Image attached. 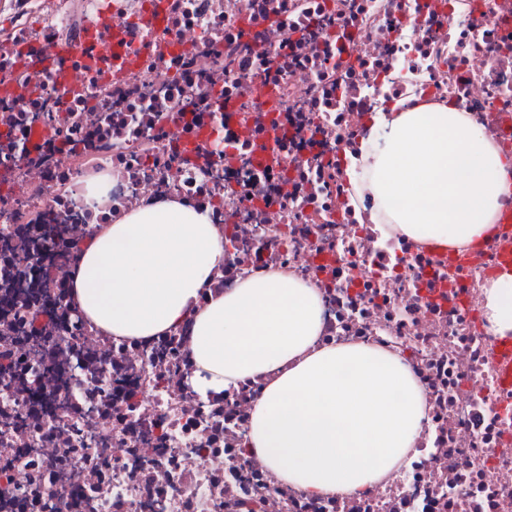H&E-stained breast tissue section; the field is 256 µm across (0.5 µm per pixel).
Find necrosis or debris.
<instances>
[{
    "instance_id": "necrosis-or-debris-1",
    "label": "necrosis or debris",
    "mask_w": 512,
    "mask_h": 512,
    "mask_svg": "<svg viewBox=\"0 0 512 512\" xmlns=\"http://www.w3.org/2000/svg\"><path fill=\"white\" fill-rule=\"evenodd\" d=\"M414 95L511 153L512 0H0V512H512L505 341L481 315L512 198L457 249L382 236L348 191L370 114ZM158 197L212 208L213 289L291 273L321 344L406 353L409 468L350 497L279 483L245 448L261 383L201 397L190 325L118 340L69 306L76 244Z\"/></svg>"
}]
</instances>
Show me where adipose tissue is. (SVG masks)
Segmentation results:
<instances>
[{"mask_svg":"<svg viewBox=\"0 0 512 512\" xmlns=\"http://www.w3.org/2000/svg\"><path fill=\"white\" fill-rule=\"evenodd\" d=\"M352 159V194L370 190L386 235L466 247L497 222L512 156L468 113L397 100L372 116ZM224 262L212 210L159 199L91 231L69 282L81 316L115 338L146 341L193 324L191 387L202 396L266 378L246 446L275 478L314 496L362 494L407 467L426 417L423 390L398 352L319 343L321 296L270 271L211 291ZM489 330L512 338V269L483 293Z\"/></svg>","mask_w":512,"mask_h":512,"instance_id":"adipose-tissue-1","label":"adipose tissue"}]
</instances>
